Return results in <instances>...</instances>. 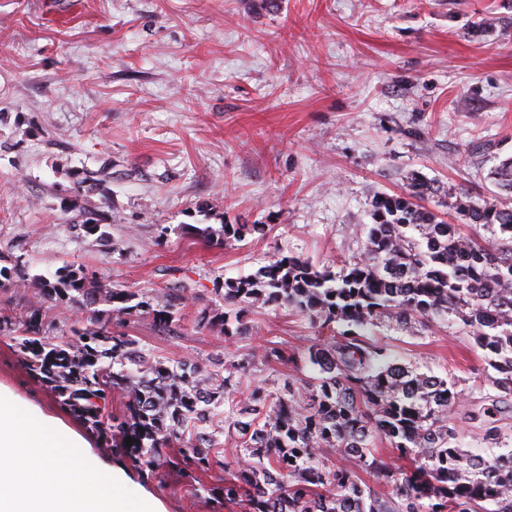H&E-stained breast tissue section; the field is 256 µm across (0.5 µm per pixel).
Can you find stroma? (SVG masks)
<instances>
[{"label": "stroma", "mask_w": 512, "mask_h": 512, "mask_svg": "<svg viewBox=\"0 0 512 512\" xmlns=\"http://www.w3.org/2000/svg\"><path fill=\"white\" fill-rule=\"evenodd\" d=\"M486 28H476L480 19ZM512 158V0H0V313L73 311L26 279L69 264L114 287L186 286L179 327L120 325L148 355L215 369L248 361L242 385L311 381L319 331L284 308L246 313L233 341L198 326L218 283L283 254L340 272L360 256L374 196L411 175L496 201L490 171ZM110 217L97 240L81 223ZM187 224H264L265 238L206 244ZM401 362L459 380L450 406L466 447L493 390L471 336L450 321L377 328ZM294 362L262 360L268 342ZM0 389L123 467L162 512H212L176 471L144 478L62 407L0 335Z\"/></svg>", "instance_id": "35a3bbf8"}]
</instances>
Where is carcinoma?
I'll use <instances>...</instances> for the list:
<instances>
[{
    "label": "carcinoma",
    "instance_id": "obj_1",
    "mask_svg": "<svg viewBox=\"0 0 512 512\" xmlns=\"http://www.w3.org/2000/svg\"><path fill=\"white\" fill-rule=\"evenodd\" d=\"M507 204H476L444 191L443 206L490 237L463 233L416 200L438 194L411 175L409 191L380 194L372 223L362 227L364 257L335 275L293 256H279L256 272L224 281V309L201 322L232 339L243 334L244 307L287 308L329 331L309 348L316 381L292 377L275 391H242L233 374L187 361L151 359L112 323L150 319L162 328L180 321L185 288L149 296L115 288L66 265L50 279L33 278L56 306L83 313L71 328L77 340L51 343L42 336L48 314L14 321L0 315V333L12 336L31 375L55 394L114 454L141 472L178 470L196 491L245 512H512V448L500 427L483 424L485 447L461 446L448 423L456 382L394 360L371 329H408L454 318L486 358L484 384L496 399L512 401V161L495 172ZM186 233L220 245L266 233L264 224H226L215 230L186 224ZM262 358L286 364L277 344ZM121 392L122 410L109 411ZM227 411L235 448L221 454L214 421ZM132 439V446L125 440ZM385 441L392 454L374 448ZM224 470L222 484L199 474ZM373 475L376 488L359 472Z\"/></svg>",
    "mask_w": 512,
    "mask_h": 512
}]
</instances>
